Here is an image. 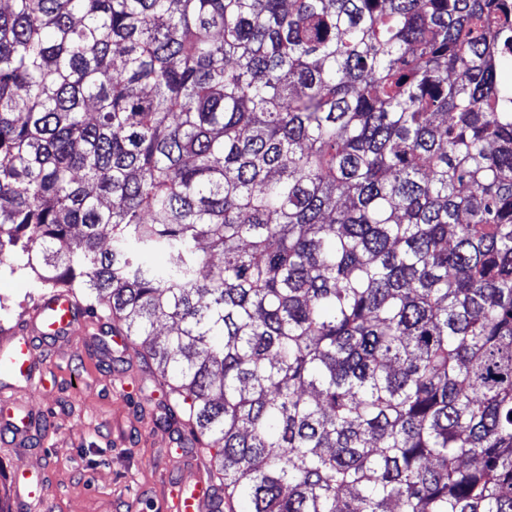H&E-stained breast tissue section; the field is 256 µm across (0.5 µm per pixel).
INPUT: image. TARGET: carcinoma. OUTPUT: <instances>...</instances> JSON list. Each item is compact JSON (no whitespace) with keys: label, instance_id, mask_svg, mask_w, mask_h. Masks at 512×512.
I'll use <instances>...</instances> for the list:
<instances>
[{"label":"carcinoma","instance_id":"1","mask_svg":"<svg viewBox=\"0 0 512 512\" xmlns=\"http://www.w3.org/2000/svg\"><path fill=\"white\" fill-rule=\"evenodd\" d=\"M506 0H6L0 264L127 338L228 512H512Z\"/></svg>","mask_w":512,"mask_h":512}]
</instances>
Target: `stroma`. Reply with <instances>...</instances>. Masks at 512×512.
<instances>
[{"mask_svg": "<svg viewBox=\"0 0 512 512\" xmlns=\"http://www.w3.org/2000/svg\"><path fill=\"white\" fill-rule=\"evenodd\" d=\"M28 273L0 268V337L37 303ZM45 383L20 398L50 424L33 447L0 454V504L14 512L8 475L45 465L48 512H165L172 485L193 487L179 469L177 425L163 421L165 396L132 346L111 330L44 350Z\"/></svg>", "mask_w": 512, "mask_h": 512, "instance_id": "stroma-1", "label": "stroma"}]
</instances>
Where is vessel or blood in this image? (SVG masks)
Masks as SVG:
<instances>
[{"label": "vessel or blood", "mask_w": 512, "mask_h": 512, "mask_svg": "<svg viewBox=\"0 0 512 512\" xmlns=\"http://www.w3.org/2000/svg\"><path fill=\"white\" fill-rule=\"evenodd\" d=\"M89 333L86 317L66 292L44 297L29 310L26 319L6 340L0 341V368L8 375L0 382V446L15 448L21 443L30 416L29 408L18 403L15 391L44 380L45 365L37 355L39 344L71 339ZM48 480L47 469L18 472L10 476V489L26 512H40ZM224 490L211 480L199 481L193 488L171 490L167 512H223Z\"/></svg>", "instance_id": "obj_1"}]
</instances>
